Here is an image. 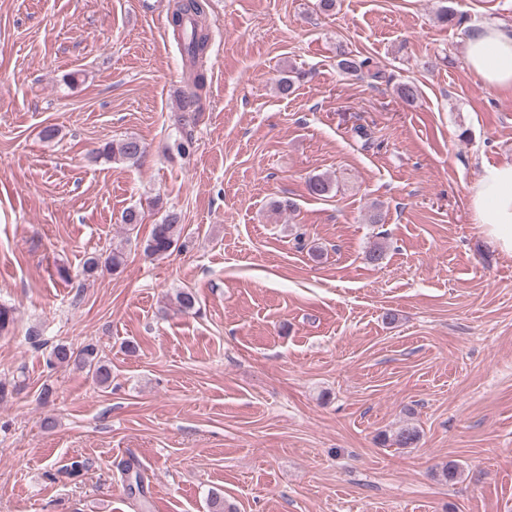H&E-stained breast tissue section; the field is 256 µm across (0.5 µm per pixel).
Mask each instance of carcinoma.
Segmentation results:
<instances>
[{
	"instance_id": "carcinoma-1",
	"label": "carcinoma",
	"mask_w": 512,
	"mask_h": 512,
	"mask_svg": "<svg viewBox=\"0 0 512 512\" xmlns=\"http://www.w3.org/2000/svg\"><path fill=\"white\" fill-rule=\"evenodd\" d=\"M205 15V3L202 0H179L176 10L171 17V25L178 32L181 53L188 64L187 87L180 99V107L184 112L202 111V93L207 86V75L202 68V59L206 54L210 41L209 30L205 25L196 23V20ZM370 66L366 59L359 60L349 53H340L338 67L345 73L356 75ZM145 152L142 142L135 137H127L118 142L107 144L98 151V156L107 160L137 163ZM309 193L314 196H323L330 192L331 183L323 176H312L307 182ZM184 233L183 225L179 224L178 216L169 214L162 223L154 225L150 237L145 241L143 251L150 257H161L168 254L177 246ZM124 264V253L114 249L104 259L98 256L88 257L83 264V273L92 275L100 266L113 271L120 269ZM51 355L55 363L63 365L70 362L78 363L92 371L96 382L101 386H108L112 382V368L103 360L97 358L93 347H87L74 354V351L65 344L53 347ZM420 438L418 429L407 424L398 428L395 433L383 438L399 448H410ZM128 489L144 493L143 478L135 470L133 463L129 462L124 468ZM208 501L212 512H234V508L227 504L224 493L218 489L208 492Z\"/></svg>"
}]
</instances>
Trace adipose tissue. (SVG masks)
<instances>
[{"label":"adipose tissue","mask_w":512,"mask_h":512,"mask_svg":"<svg viewBox=\"0 0 512 512\" xmlns=\"http://www.w3.org/2000/svg\"><path fill=\"white\" fill-rule=\"evenodd\" d=\"M464 58L481 86L512 88V28L472 24L464 40ZM469 206L489 241L512 254V162L483 167L469 188Z\"/></svg>","instance_id":"1"}]
</instances>
